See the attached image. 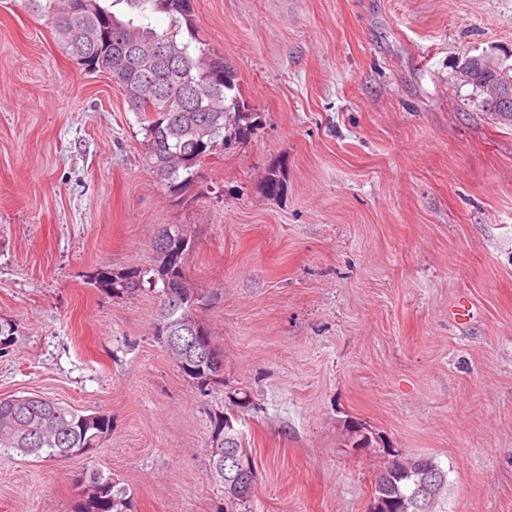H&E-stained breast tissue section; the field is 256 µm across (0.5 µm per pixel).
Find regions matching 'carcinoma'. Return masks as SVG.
Wrapping results in <instances>:
<instances>
[{
	"mask_svg": "<svg viewBox=\"0 0 512 512\" xmlns=\"http://www.w3.org/2000/svg\"><path fill=\"white\" fill-rule=\"evenodd\" d=\"M192 0H23L31 15L46 20L67 53L89 72L94 66L114 59L126 48L137 55L157 43L163 56L143 57L133 66L112 64L103 69L112 84L126 94L150 86L156 95L147 100H127L144 132L147 169L160 178L161 185L181 197L201 178L203 160L217 146L248 137L252 113L240 96L237 73L224 56L213 50L196 31ZM153 14H164L169 27H152ZM185 156L196 159L191 167L179 164ZM169 236H179L193 245L182 224H166L153 241L154 264L150 268L122 273L99 270L92 285L114 296L133 294L141 288L157 287L169 281L184 287L183 261H169L161 247ZM162 311L156 325L157 336L179 370L201 386L217 383L224 374V356L196 313L187 304L161 300ZM197 332L215 364L201 363L194 352L169 343L170 336ZM16 329L0 322V354L12 349ZM224 414L216 422L211 448L213 480L224 488V500L231 512H239L254 493L256 480L236 479L230 449L238 447V432ZM112 430V419L100 412L82 414L42 397L20 396L0 399V448L48 458L68 457L98 448ZM389 459L379 471L371 512H447L448 471L434 458L387 451ZM82 494L75 512H132V500L125 488L110 475L90 470L81 480Z\"/></svg>",
	"mask_w": 512,
	"mask_h": 512,
	"instance_id": "cac0c4a2",
	"label": "carcinoma"
}]
</instances>
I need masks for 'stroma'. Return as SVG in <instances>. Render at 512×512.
<instances>
[{
    "mask_svg": "<svg viewBox=\"0 0 512 512\" xmlns=\"http://www.w3.org/2000/svg\"><path fill=\"white\" fill-rule=\"evenodd\" d=\"M193 14L259 119L181 201L107 76L0 0V321L17 329L0 398L112 418L81 455L0 452V512H75L92 469L134 512H224L209 455L232 411L256 461L250 512H369L389 448L441 463L448 512H512V124L458 78L466 57L512 52V0ZM165 224L194 239L188 286L224 354L204 389L155 334L156 290L90 283L151 267Z\"/></svg>",
    "mask_w": 512,
    "mask_h": 512,
    "instance_id": "obj_1",
    "label": "stroma"
}]
</instances>
